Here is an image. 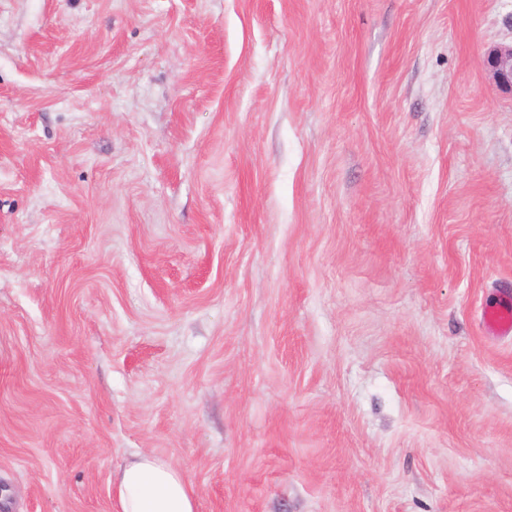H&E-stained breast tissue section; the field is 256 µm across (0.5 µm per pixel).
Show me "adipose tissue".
<instances>
[{
  "label": "adipose tissue",
  "mask_w": 512,
  "mask_h": 512,
  "mask_svg": "<svg viewBox=\"0 0 512 512\" xmlns=\"http://www.w3.org/2000/svg\"><path fill=\"white\" fill-rule=\"evenodd\" d=\"M119 512H195V492L180 469L148 453L137 454L114 483Z\"/></svg>",
  "instance_id": "obj_1"
}]
</instances>
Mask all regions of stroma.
I'll return each instance as SVG.
<instances>
[{"label": "stroma", "mask_w": 512, "mask_h": 512, "mask_svg": "<svg viewBox=\"0 0 512 512\" xmlns=\"http://www.w3.org/2000/svg\"><path fill=\"white\" fill-rule=\"evenodd\" d=\"M512 0H0V512H512ZM490 78L499 88L512 91V43L487 50L483 60ZM486 324L496 335L512 334V296L500 300L486 311ZM118 512H195V492L180 469L139 453L114 483Z\"/></svg>", "instance_id": "obj_1"}]
</instances>
